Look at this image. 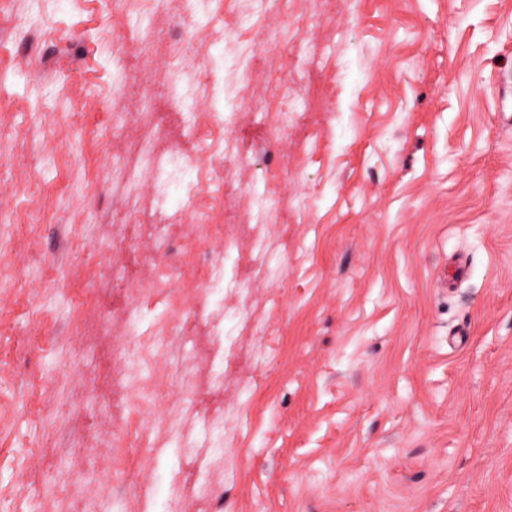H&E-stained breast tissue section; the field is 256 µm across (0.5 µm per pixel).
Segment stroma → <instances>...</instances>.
Wrapping results in <instances>:
<instances>
[{
	"mask_svg": "<svg viewBox=\"0 0 512 512\" xmlns=\"http://www.w3.org/2000/svg\"><path fill=\"white\" fill-rule=\"evenodd\" d=\"M124 10L116 31L113 0H0V97L15 103L0 113V250L15 253L0 274V512H95L97 489L125 493L128 512H512V0ZM177 19L190 66L144 61L146 28ZM205 67L238 247L222 296L181 329L188 430L237 420L217 462L155 433L129 479L115 443L131 415L133 286L160 270L152 238L193 225L171 160L195 145L165 88ZM144 133L168 165L160 189L141 170L129 221L123 196L97 188Z\"/></svg>",
	"mask_w": 512,
	"mask_h": 512,
	"instance_id": "obj_1",
	"label": "stroma"
}]
</instances>
